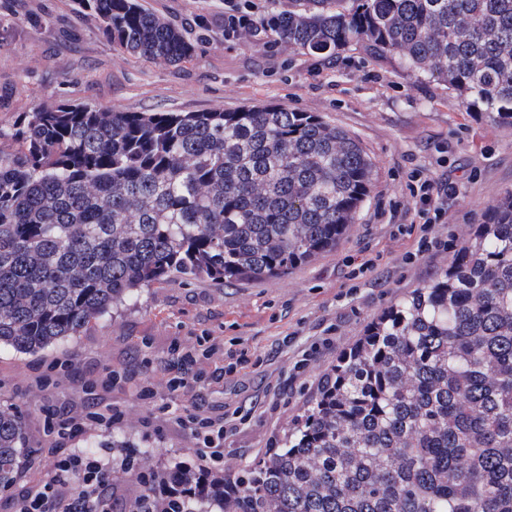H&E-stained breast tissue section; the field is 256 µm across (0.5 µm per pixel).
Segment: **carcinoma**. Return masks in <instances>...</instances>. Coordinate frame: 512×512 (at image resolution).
Instances as JSON below:
<instances>
[{"instance_id": "obj_1", "label": "carcinoma", "mask_w": 512, "mask_h": 512, "mask_svg": "<svg viewBox=\"0 0 512 512\" xmlns=\"http://www.w3.org/2000/svg\"><path fill=\"white\" fill-rule=\"evenodd\" d=\"M274 17L288 46L397 55L512 123V0H312ZM124 52L178 64L182 32L140 0H79ZM0 147V345L78 336L178 274L281 277L338 246L372 185L346 132L277 106L25 112ZM0 408V487L24 459ZM134 512H160L155 488ZM512 512V192L434 279L391 304L271 455L201 476L170 512Z\"/></svg>"}]
</instances>
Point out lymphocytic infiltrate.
Here are the masks:
<instances>
[{
    "instance_id": "obj_1",
    "label": "lymphocytic infiltrate",
    "mask_w": 512,
    "mask_h": 512,
    "mask_svg": "<svg viewBox=\"0 0 512 512\" xmlns=\"http://www.w3.org/2000/svg\"><path fill=\"white\" fill-rule=\"evenodd\" d=\"M408 187L413 206L403 214H390L392 239H414L415 247L402 254L411 264L423 257L447 254L448 242L435 232L448 211V200L458 187L439 178L422 176L419 170L408 173ZM120 373L109 371L85 380V394L94 396L95 404L63 409L49 404L43 409V432L51 445L43 456L51 464L48 476L35 483L17 486L0 501V512H130L140 504L139 495L125 494L115 482L114 469L133 471L138 486L150 484L165 488V496L175 499V491L166 487L165 469L159 459L130 468L127 449L102 447L94 451L75 447L82 434L108 430L126 421V408L108 401ZM174 423L189 432L195 441L193 454L200 473H218L224 468V442L240 425L237 415L216 414L195 403L171 411Z\"/></svg>"
}]
</instances>
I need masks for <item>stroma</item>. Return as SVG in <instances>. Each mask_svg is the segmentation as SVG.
<instances>
[{"label":"stroma","instance_id":"obj_1","mask_svg":"<svg viewBox=\"0 0 512 512\" xmlns=\"http://www.w3.org/2000/svg\"><path fill=\"white\" fill-rule=\"evenodd\" d=\"M225 0H141L182 31L193 54L176 65L125 53L99 30L98 19L79 12L77 0H0V128L19 115L60 103L89 104L128 112L233 111L273 104L311 112L355 139L373 162L369 196L336 250L281 278L224 283L177 278L138 290L81 335L26 354L0 346V407L19 412L30 455L18 480L47 473L38 449L43 405L80 400L84 379L107 370L150 376L157 403L180 407L195 401L220 412L237 407L250 415L224 444V469L233 472L266 457L315 395L320 380L362 336L367 323L395 300L433 279L449 258L406 266L401 244L379 214L408 209L405 174L413 168L458 185L448 200L441 234L464 240L483 211L512 192V124L464 107L447 86L411 72L399 57L372 58L362 46L333 55L290 49L271 31L225 39ZM377 258L366 277L350 281L346 257ZM335 327L333 345L320 347L309 369L296 374L299 349ZM294 334L291 344L282 338ZM242 341L250 363L239 375L206 380L181 398L169 396L170 378L183 374L171 351L174 340L203 350L206 337ZM68 356L75 367L60 390L27 389L34 369ZM113 401L130 411L112 435L138 451L162 448L167 466H192V441L170 422L143 441L144 411L125 383Z\"/></svg>","mask_w":512,"mask_h":512}]
</instances>
